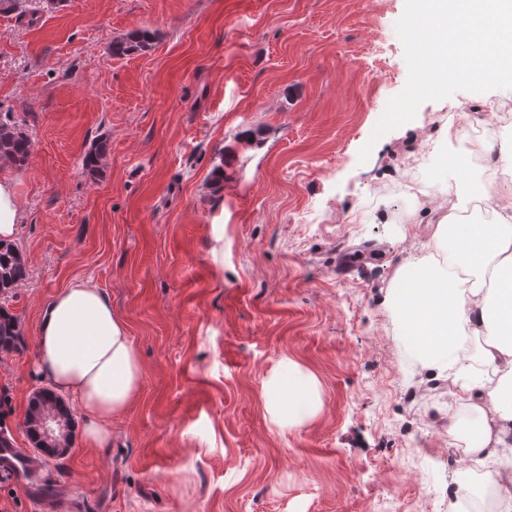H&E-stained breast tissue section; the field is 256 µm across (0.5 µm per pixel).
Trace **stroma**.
I'll use <instances>...</instances> for the list:
<instances>
[{
    "mask_svg": "<svg viewBox=\"0 0 512 512\" xmlns=\"http://www.w3.org/2000/svg\"><path fill=\"white\" fill-rule=\"evenodd\" d=\"M405 0H65L0 13V115L28 134L0 167L21 203L29 276L5 302L21 328L0 352V426L15 448L41 382L42 307L70 281L102 290L143 361L112 444L43 471L77 512H483L485 485L448 462L471 411L409 355L385 300L422 254L428 203L467 210L481 171L448 173L434 142L487 123L497 153L512 90L422 103L374 137L408 78ZM147 29L146 53L112 57ZM108 144L90 175L82 159ZM372 150L360 161L364 145ZM223 234H216V225ZM368 249L359 263L351 254ZM313 372L316 417L273 423L264 382L282 358Z\"/></svg>",
    "mask_w": 512,
    "mask_h": 512,
    "instance_id": "35a3bbf8",
    "label": "stroma"
}]
</instances>
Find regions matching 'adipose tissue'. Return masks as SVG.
Instances as JSON below:
<instances>
[{
	"label": "adipose tissue",
	"mask_w": 512,
	"mask_h": 512,
	"mask_svg": "<svg viewBox=\"0 0 512 512\" xmlns=\"http://www.w3.org/2000/svg\"><path fill=\"white\" fill-rule=\"evenodd\" d=\"M477 194L497 201L491 219H438L431 250L398 268L387 305L413 358L422 368L447 371L458 399L476 413L466 446L490 463L487 482L502 486L512 483V470L494 464L499 449L512 446V201L490 179ZM474 358L490 368L493 384L470 379ZM35 373L77 401L84 445L103 448L112 442L113 418L140 392L143 365L111 300L75 280L42 309ZM265 404L277 424L301 425L320 409L319 382L282 360L266 383Z\"/></svg>",
	"instance_id": "obj_1"
}]
</instances>
